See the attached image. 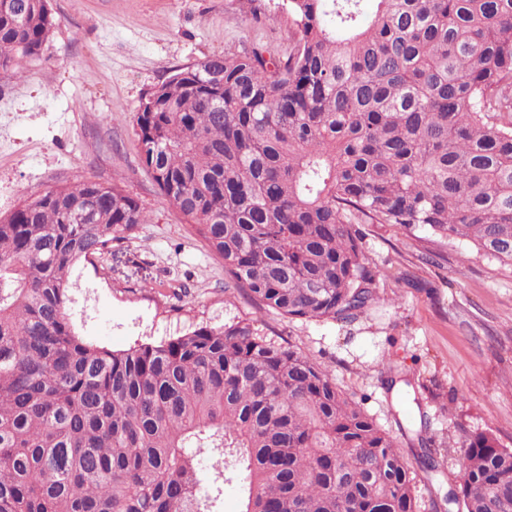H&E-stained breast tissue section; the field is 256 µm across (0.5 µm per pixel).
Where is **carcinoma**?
I'll use <instances>...</instances> for the list:
<instances>
[{"instance_id": "1", "label": "carcinoma", "mask_w": 512, "mask_h": 512, "mask_svg": "<svg viewBox=\"0 0 512 512\" xmlns=\"http://www.w3.org/2000/svg\"><path fill=\"white\" fill-rule=\"evenodd\" d=\"M287 2L286 60L179 68L134 116L144 166L235 286L352 323L377 301L360 224L512 266V0ZM55 25L45 0H10L0 70L23 74ZM142 223L91 180L0 217V512H222L232 480L240 512H418L392 437L294 345L247 323L123 351L80 336L71 272ZM459 467L448 508L512 512V448L473 431Z\"/></svg>"}]
</instances>
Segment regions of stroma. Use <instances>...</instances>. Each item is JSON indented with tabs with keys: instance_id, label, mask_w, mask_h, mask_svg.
I'll return each instance as SVG.
<instances>
[{
	"instance_id": "stroma-1",
	"label": "stroma",
	"mask_w": 512,
	"mask_h": 512,
	"mask_svg": "<svg viewBox=\"0 0 512 512\" xmlns=\"http://www.w3.org/2000/svg\"><path fill=\"white\" fill-rule=\"evenodd\" d=\"M56 27L24 77L0 71V216L62 185L116 183L146 217L131 239L71 276L79 333L111 350L248 323L324 369L412 457L417 432L438 468L417 471L419 512H437L467 433L512 448V269L472 244L363 225L379 302L353 323L289 319L228 283L146 171L141 99L176 69L253 48L282 60L286 0H51ZM410 386L389 388L390 372Z\"/></svg>"
}]
</instances>
